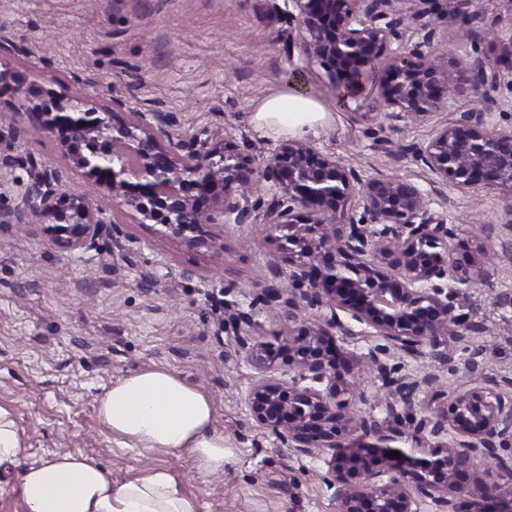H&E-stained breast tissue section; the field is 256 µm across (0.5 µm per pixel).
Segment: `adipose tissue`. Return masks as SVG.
Segmentation results:
<instances>
[{
    "instance_id": "1",
    "label": "adipose tissue",
    "mask_w": 512,
    "mask_h": 512,
    "mask_svg": "<svg viewBox=\"0 0 512 512\" xmlns=\"http://www.w3.org/2000/svg\"><path fill=\"white\" fill-rule=\"evenodd\" d=\"M326 115L314 97L289 89L265 100L251 120L271 134L303 138ZM97 411L123 443L146 452L189 450L203 476L224 470V435L213 425L211 398L173 370L151 367L112 382ZM20 487L28 512H194L169 471L119 485L109 469L78 451L24 466Z\"/></svg>"
}]
</instances>
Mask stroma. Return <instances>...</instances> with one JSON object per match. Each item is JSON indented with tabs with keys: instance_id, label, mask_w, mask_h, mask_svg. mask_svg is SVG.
I'll return each instance as SVG.
<instances>
[{
	"instance_id": "1",
	"label": "stroma",
	"mask_w": 512,
	"mask_h": 512,
	"mask_svg": "<svg viewBox=\"0 0 512 512\" xmlns=\"http://www.w3.org/2000/svg\"><path fill=\"white\" fill-rule=\"evenodd\" d=\"M287 11V0H0V22L25 48L0 52V208L15 206L31 158L66 170L69 187L112 207L111 195L71 167L42 127L55 107L42 92L47 75L89 93L97 108L119 96L135 109L176 114L184 133L225 127L255 155L278 139L254 128L250 113L295 83L328 110L310 136L319 151L361 175L433 191L426 168L367 135L358 115L375 111L376 91L338 111L320 67L292 73ZM472 27L477 38L459 51L470 62L512 28V12L478 13ZM22 88L29 98L19 96ZM447 195L448 223L465 215L492 228L490 281L461 299L477 328L449 338L441 351L396 361L407 376L431 375L451 390L466 380L471 359L486 374L512 377V306L496 303L512 297V258L500 247L512 237L503 223L512 202L489 188ZM123 230L121 245L105 234L72 251L43 225L0 224V407L21 432L23 463L78 450L119 484L163 467L196 512H339L336 488L323 480L325 456L292 452L251 418L245 395L255 370L224 330L225 312L250 311L280 258L267 226H216L218 251L162 236L153 222L131 221ZM149 367L174 370L210 396L224 434L222 474L199 475L186 451L120 447L101 424L96 405L105 388Z\"/></svg>"
}]
</instances>
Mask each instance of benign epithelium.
<instances>
[{"label":"benign epithelium","mask_w":512,"mask_h":512,"mask_svg":"<svg viewBox=\"0 0 512 512\" xmlns=\"http://www.w3.org/2000/svg\"><path fill=\"white\" fill-rule=\"evenodd\" d=\"M440 0H289L287 58L295 71L324 70L334 92L363 93L376 84L382 121L359 113L377 145L384 123L440 119L429 137L401 147L441 185L459 192L492 188L512 195V124L492 117L500 73L512 71V35L470 64L435 41L433 20L456 40L472 39L468 9L454 0L444 10L419 4ZM42 92L56 100L44 126L58 134L75 168L84 171L127 216L154 221L163 234L189 244L218 247L205 230L251 219L278 232L288 287L273 284L257 302L263 310H320L318 319L288 328L275 341L256 337L253 315L231 312L234 332L256 376L245 401L256 425L301 455L330 456L322 480L336 485L340 512H512V379L471 374L449 393L431 377L408 379L382 357H418L447 336L472 331L460 312L462 287L489 283V252L461 254L453 246L459 225L431 208L430 193L381 174L365 178L306 139H285L260 163L240 152L223 127L175 132L171 112L126 109L120 98L101 110L89 94L70 93L50 75ZM58 89H53V86ZM468 91L478 106L452 110ZM86 148L84 154L81 148ZM30 181L18 206L0 211L1 224H45L62 246L84 249L107 229L120 243L117 216L67 187L63 172L29 162ZM374 330L368 353L387 391V418L379 422L354 408L362 395L347 380L355 358L335 336L355 332L339 316ZM427 394L416 408L414 396ZM410 452L385 445L391 435ZM374 436L382 445L357 443ZM399 455H394V452Z\"/></svg>","instance_id":"benign-epithelium-1"}]
</instances>
